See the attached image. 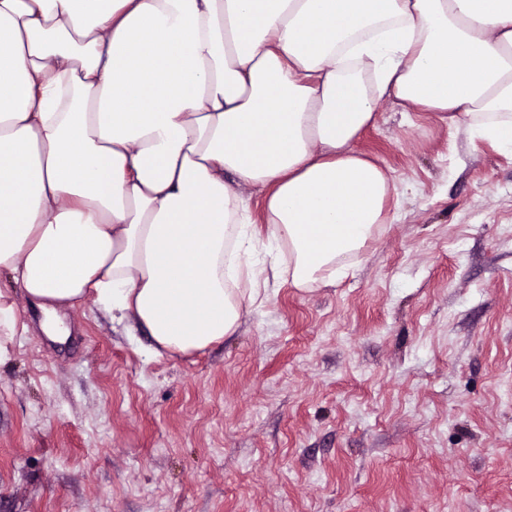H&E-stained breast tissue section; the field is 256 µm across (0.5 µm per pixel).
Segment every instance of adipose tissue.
Segmentation results:
<instances>
[{
  "mask_svg": "<svg viewBox=\"0 0 512 512\" xmlns=\"http://www.w3.org/2000/svg\"><path fill=\"white\" fill-rule=\"evenodd\" d=\"M512 154V0H0V364L84 301L187 355L233 335L266 189L293 286L345 275L387 174L377 102Z\"/></svg>",
  "mask_w": 512,
  "mask_h": 512,
  "instance_id": "1",
  "label": "adipose tissue"
}]
</instances>
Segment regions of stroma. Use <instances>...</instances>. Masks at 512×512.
Returning <instances> with one entry per match:
<instances>
[{
	"instance_id": "35a3bbf8",
	"label": "stroma",
	"mask_w": 512,
	"mask_h": 512,
	"mask_svg": "<svg viewBox=\"0 0 512 512\" xmlns=\"http://www.w3.org/2000/svg\"><path fill=\"white\" fill-rule=\"evenodd\" d=\"M347 276L186 356L84 302L0 365V512H512V156L391 100Z\"/></svg>"
}]
</instances>
